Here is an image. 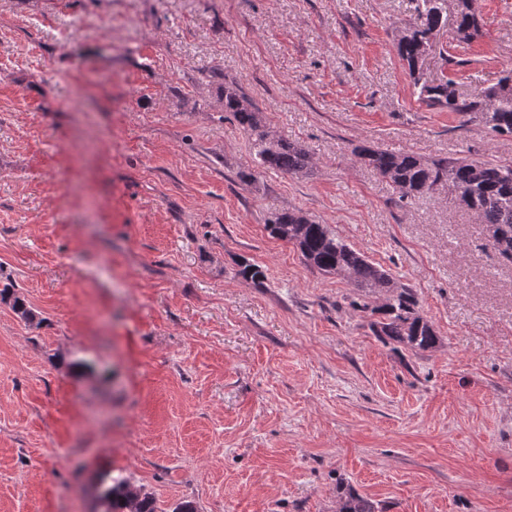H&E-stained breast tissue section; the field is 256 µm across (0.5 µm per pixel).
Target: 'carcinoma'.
Listing matches in <instances>:
<instances>
[{
  "label": "carcinoma",
  "mask_w": 512,
  "mask_h": 512,
  "mask_svg": "<svg viewBox=\"0 0 512 512\" xmlns=\"http://www.w3.org/2000/svg\"><path fill=\"white\" fill-rule=\"evenodd\" d=\"M415 18L400 30L396 52L407 67L418 100L476 122L495 136L512 137V69L504 70L496 85L468 99L460 96L453 80L429 81L424 75L422 45L430 36L452 33L470 39L478 33L475 0H415ZM224 111L233 115L249 135L260 167L297 174L311 165L300 145L270 136L257 108L234 85L224 86ZM353 154L389 181L402 199H415L441 187L471 212L489 234L490 246L512 261V163L493 164L466 158L429 160L409 152H391L357 146ZM270 235L293 244L308 265L323 275L345 278L366 294L384 292L383 302L372 309L378 319L370 330L382 343L415 352L434 349L439 337L418 311V299L408 285L370 262L336 235L328 224L296 212L278 213L266 225ZM1 300H11L12 310L24 322L37 315L24 299L0 290ZM101 512H163L156 500L129 490L125 481L112 480L103 491ZM339 512H380L374 500L348 487L340 497Z\"/></svg>",
  "instance_id": "cac0c4a2"
}]
</instances>
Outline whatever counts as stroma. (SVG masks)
I'll return each mask as SVG.
<instances>
[{
  "instance_id": "stroma-1",
  "label": "stroma",
  "mask_w": 512,
  "mask_h": 512,
  "mask_svg": "<svg viewBox=\"0 0 512 512\" xmlns=\"http://www.w3.org/2000/svg\"><path fill=\"white\" fill-rule=\"evenodd\" d=\"M414 0H0V512H512V263L447 189L400 199L356 146L512 162L422 104ZM445 35L461 96L512 67V0ZM235 83L296 175L258 166ZM298 211L411 286L439 343L393 349L377 295L266 229ZM265 274L255 283L242 262ZM366 300V308L356 300ZM98 497L93 512H164L157 506L156 500L148 495H140L129 490L125 481L112 479L109 485ZM341 493L339 512H380L377 502L351 487L343 489Z\"/></svg>"
}]
</instances>
